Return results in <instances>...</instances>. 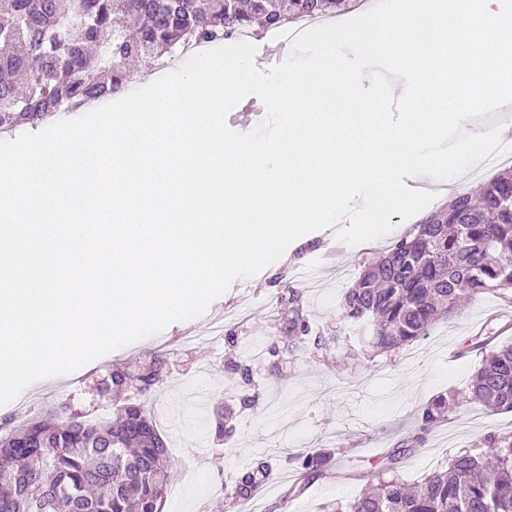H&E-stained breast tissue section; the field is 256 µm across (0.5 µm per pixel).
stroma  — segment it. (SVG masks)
<instances>
[{"label": "stroma", "mask_w": 512, "mask_h": 512, "mask_svg": "<svg viewBox=\"0 0 512 512\" xmlns=\"http://www.w3.org/2000/svg\"><path fill=\"white\" fill-rule=\"evenodd\" d=\"M387 235L357 246L337 244L328 230L295 240L284 255L256 277L239 280L222 302L209 306L200 317L170 324L159 334L109 352L53 384L33 383L13 402L0 406V418L24 417L27 410L84 399L93 380L105 369L129 361L148 363L153 352L170 358L155 386L152 414L162 426L174 477L164 512H240L222 489L226 474L251 469L258 460L270 470L257 512H321L331 501L349 502L366 483L395 471L414 484L426 474L446 468L457 452L473 448L489 433L512 431V412L496 413L463 402L453 407L447 423L415 441L417 414L435 396L466 393L479 366L478 356L467 353L471 340L493 336L512 342V299L493 292L463 302L448 321L434 325L417 341L418 359L405 349L368 352L356 361L343 359L335 345L292 352L275 312L278 297L287 288L304 291L310 321L324 335H334L342 323L341 296L352 287L368 262L381 256L408 235L420 216L390 218ZM322 263L315 284L296 277L298 267ZM220 320L236 338L216 346L206 342L184 348V337L203 331ZM253 336L276 345L279 355L255 371L252 384L227 367L244 362L243 346ZM259 394L257 407L241 409L240 400ZM231 410L236 428L224 445H214L208 422L216 407ZM337 449L344 480L309 479L305 491L284 497L287 482L299 475L289 458L301 450Z\"/></svg>", "instance_id": "obj_1"}]
</instances>
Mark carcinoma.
<instances>
[{"label":"carcinoma","mask_w":512,"mask_h":512,"mask_svg":"<svg viewBox=\"0 0 512 512\" xmlns=\"http://www.w3.org/2000/svg\"><path fill=\"white\" fill-rule=\"evenodd\" d=\"M343 0H0V129L34 123L52 112H77L118 95L135 82L129 61L165 66L188 45L232 40L257 20L271 32L303 17H324ZM512 292V167L475 190L456 192L366 267L344 293L345 327L355 341L344 357L366 349L390 352L425 336L458 310L462 293ZM297 347L325 348L300 289H288L284 325ZM480 357L465 399L512 412V344L475 339ZM155 373L133 375L115 366L94 388L123 399L121 414L100 422L89 410L62 404L29 414L20 426L0 425V512H164L171 473L167 448L148 407ZM456 394L437 395L420 412L416 439L447 421ZM216 442L232 435L224 413L213 414ZM302 475L338 468L331 448L294 456ZM259 461L237 474L231 498L261 491ZM323 512H512V433H489L482 446L462 450L448 468L410 488L396 476L353 502Z\"/></svg>","instance_id":"obj_1"}]
</instances>
